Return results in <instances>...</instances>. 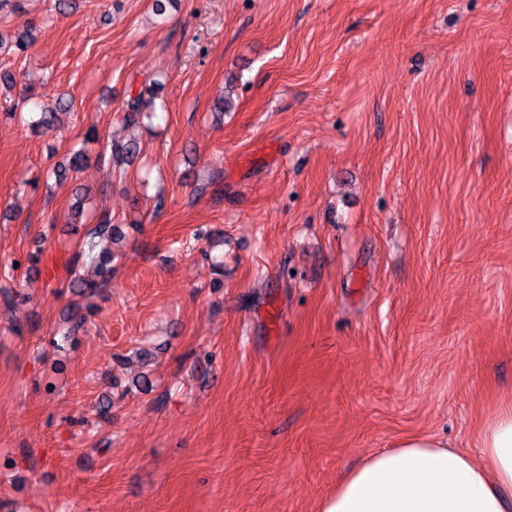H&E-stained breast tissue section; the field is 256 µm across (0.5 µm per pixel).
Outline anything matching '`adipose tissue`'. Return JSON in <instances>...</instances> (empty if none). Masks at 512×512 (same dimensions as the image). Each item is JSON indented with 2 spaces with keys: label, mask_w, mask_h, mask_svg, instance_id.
Segmentation results:
<instances>
[{
  "label": "adipose tissue",
  "mask_w": 512,
  "mask_h": 512,
  "mask_svg": "<svg viewBox=\"0 0 512 512\" xmlns=\"http://www.w3.org/2000/svg\"><path fill=\"white\" fill-rule=\"evenodd\" d=\"M479 448L475 458L407 438L343 475L319 512H512V401L486 421Z\"/></svg>",
  "instance_id": "ef3b65f1"
}]
</instances>
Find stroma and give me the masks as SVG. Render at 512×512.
Instances as JSON below:
<instances>
[{
  "mask_svg": "<svg viewBox=\"0 0 512 512\" xmlns=\"http://www.w3.org/2000/svg\"><path fill=\"white\" fill-rule=\"evenodd\" d=\"M153 4L0 11L33 37L0 50V512H317L405 438L475 453L512 397V0ZM79 187L120 233L90 296ZM145 108L146 101L143 99L142 93L130 95L122 109V123L127 127L138 126L143 121V118L149 115V112H147ZM72 103L67 100L58 99L52 107H44L36 120L31 121L34 129L52 127L58 121L60 114L71 112ZM97 128L90 126L84 135L83 146L78 149H72L70 155L66 158L65 163L58 164L51 171L47 172V179L54 178L55 182L62 184L73 173L78 172L87 161L84 145L97 141Z\"/></svg>",
  "mask_w": 512,
  "mask_h": 512,
  "instance_id": "35a3bbf8",
  "label": "stroma"
}]
</instances>
